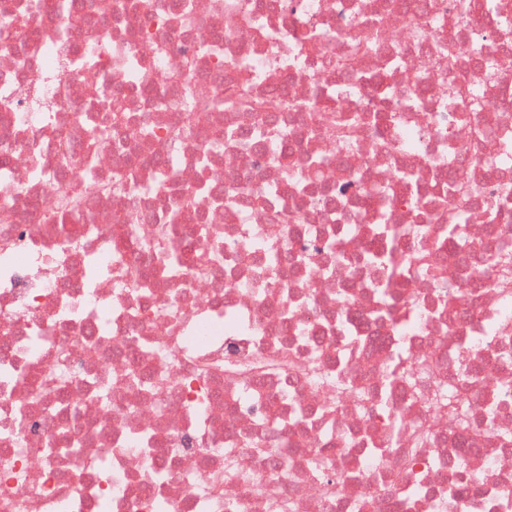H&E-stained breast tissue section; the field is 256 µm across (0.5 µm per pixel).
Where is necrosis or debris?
<instances>
[{
  "instance_id": "obj_1",
  "label": "necrosis or debris",
  "mask_w": 512,
  "mask_h": 512,
  "mask_svg": "<svg viewBox=\"0 0 512 512\" xmlns=\"http://www.w3.org/2000/svg\"><path fill=\"white\" fill-rule=\"evenodd\" d=\"M476 2L0 0V512H512L511 447L459 463L441 408L414 449L337 394L458 349L512 432L481 262L512 241V0ZM187 65L190 112L161 106ZM455 181L482 190L465 260L437 245ZM175 207L208 236L172 272ZM381 223L424 256L399 305Z\"/></svg>"
}]
</instances>
